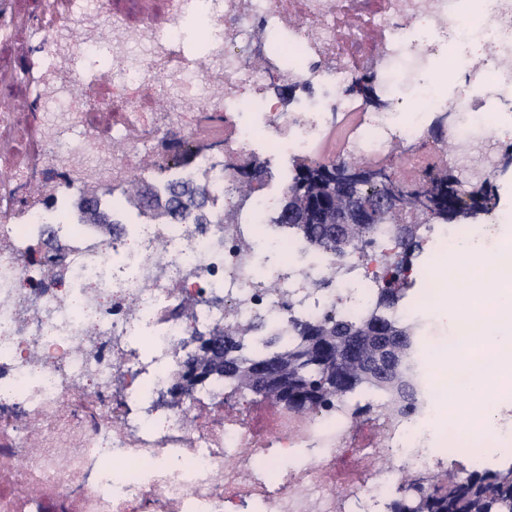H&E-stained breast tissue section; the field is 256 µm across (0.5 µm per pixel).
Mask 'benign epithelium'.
Listing matches in <instances>:
<instances>
[{
  "label": "benign epithelium",
  "instance_id": "1",
  "mask_svg": "<svg viewBox=\"0 0 512 512\" xmlns=\"http://www.w3.org/2000/svg\"><path fill=\"white\" fill-rule=\"evenodd\" d=\"M299 177L314 179L326 186L330 199L320 205L310 204L298 210L283 213L286 224H314L320 238L326 240L343 255L355 246L353 228L367 229L380 218L395 225L402 243L410 240L414 225L405 223V211L400 202L404 186L381 170L338 168L304 165ZM381 184L383 192L374 198L351 195L340 201L336 189L365 184ZM480 188L465 193L464 206L442 211L433 205L437 216L454 219L466 213ZM144 206L149 218L160 222L173 215L178 197L162 199L147 192ZM414 334L411 328L395 325L383 316L369 318L358 329H347L339 324L326 325L306 338L303 349L292 356L274 354L266 363L238 370L239 376L250 388L267 397H274L286 410L301 411L311 387L302 372L315 366L323 381L343 393L354 384L364 381L386 388L403 412H412L417 406L416 377L410 361ZM207 370L203 365L188 366L180 373L177 384L188 388L205 381Z\"/></svg>",
  "mask_w": 512,
  "mask_h": 512
}]
</instances>
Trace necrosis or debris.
Here are the masks:
<instances>
[{
	"mask_svg": "<svg viewBox=\"0 0 512 512\" xmlns=\"http://www.w3.org/2000/svg\"><path fill=\"white\" fill-rule=\"evenodd\" d=\"M27 25L43 92L24 141L0 102V209H23L20 223L0 224V471L14 477L0 512H41L48 490L85 512H388L432 449L483 465L473 404L448 391L464 392L484 346L464 356L452 336L425 335L413 353L419 408L406 417L373 391L366 419L340 398L260 429L223 383L183 396L170 387L190 333L259 319V349L296 321L360 320L391 282L411 292L393 316L428 323L447 293L446 245L459 287L488 289L464 305L465 321L492 335L496 293L512 291V241L483 235L502 207L478 222L422 221L424 265L397 259L388 224L339 257L271 218L299 164L381 169L409 188L451 168L499 188L512 151L500 137L512 115V0H60ZM474 41L489 50L473 60L472 92L448 102L436 85ZM102 53L107 74L77 67ZM206 121L223 125V149L197 147ZM164 140L188 150L175 182L207 206L143 224L132 201L167 165ZM34 158L59 173L45 207L30 201ZM248 167L279 177L248 180ZM93 182L112 186L99 201L111 223L69 211ZM35 237L51 242L49 265L27 261ZM451 366L449 388L440 375ZM361 447L391 467L330 484Z\"/></svg>",
	"mask_w": 512,
	"mask_h": 512,
	"instance_id": "4bbe7bcc",
	"label": "necrosis or debris"
}]
</instances>
